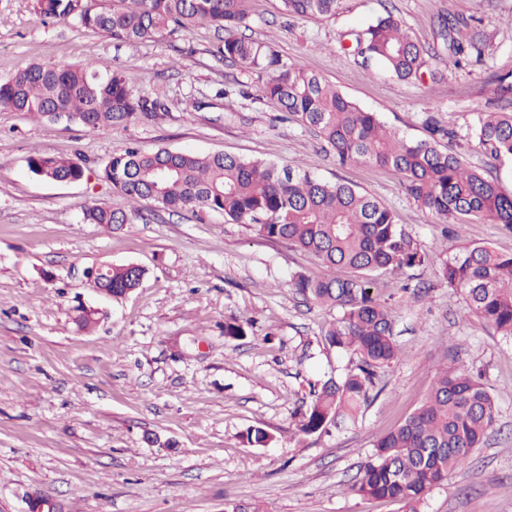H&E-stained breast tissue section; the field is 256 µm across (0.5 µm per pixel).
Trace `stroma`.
Instances as JSON below:
<instances>
[{
  "mask_svg": "<svg viewBox=\"0 0 512 512\" xmlns=\"http://www.w3.org/2000/svg\"><path fill=\"white\" fill-rule=\"evenodd\" d=\"M36 0H0V77L33 63L94 64L159 99V116L95 131L0 109V512H401L353 491L374 441L431 390L439 369L486 375L497 413L467 466L432 489L420 512H512V340L440 278L444 260L490 244L512 253V233L481 220L445 230L411 199L401 175L364 161L337 164L314 132L283 120L260 88L266 77L215 55L210 29L127 43L71 20L44 21ZM393 15L426 51L419 78L362 67L340 40ZM454 16L465 52L449 56L438 19ZM246 37L273 43L388 127L421 139L425 117L442 145L489 169L512 193V159L493 160L474 135L512 76V0H343L333 17L295 18L279 0H250ZM230 154L354 184L392 210L429 254L413 276L386 275L401 360L357 422L304 435L297 424L314 388L357 364L325 333L341 315L296 294L295 274L323 276L318 259L216 213L143 203L112 230L83 220L91 202L116 204L96 172L127 146ZM41 152L81 159L82 180L33 174ZM136 264L146 274L120 299L96 292L89 271ZM99 311L83 329L79 309ZM228 323L243 336H225ZM271 440L253 446L249 430Z\"/></svg>",
  "mask_w": 512,
  "mask_h": 512,
  "instance_id": "obj_1",
  "label": "stroma"
}]
</instances>
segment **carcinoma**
I'll use <instances>...</instances> for the list:
<instances>
[{
  "instance_id": "1",
  "label": "carcinoma",
  "mask_w": 512,
  "mask_h": 512,
  "mask_svg": "<svg viewBox=\"0 0 512 512\" xmlns=\"http://www.w3.org/2000/svg\"><path fill=\"white\" fill-rule=\"evenodd\" d=\"M110 8L89 0H36L42 20H75L85 28L106 31L136 43L177 29H214L218 53L244 72L268 75L262 97L302 125L314 129L341 164L363 159L402 175L408 195L443 222L461 229L475 219L512 230V194L504 193L485 169L468 167L463 158L440 144L449 132L424 121L430 136L413 139L390 132L374 112L355 102L318 75L284 58L275 46L239 34L248 19L249 0H116ZM289 16L330 17L343 0H280ZM448 50L463 46L451 31L450 18L439 22ZM363 62L383 65L401 80L418 76L422 49L392 14L356 34ZM0 108L52 121L64 119L91 131L153 118L164 110L158 100L135 94L122 75L102 76L91 63L32 64L0 78ZM479 142L496 157L512 158V101L488 112L476 128ZM28 167L46 179L84 177L77 160L45 153L29 157ZM100 180L130 204L153 202L168 210L191 207L223 214L260 235L287 243L317 258L329 274L312 280L298 274L292 287L303 297L337 306L342 316L326 333L329 346L355 355L357 371L338 382L326 381L302 415L299 431L327 433L356 420L361 403L376 385L380 370L400 357L393 340L392 312L371 293L381 274L406 275L424 267L428 253L395 221L393 212L356 186L328 182L300 167L228 154H195L160 148L144 153L127 148L101 167ZM122 207L93 202L83 220L117 228L130 219ZM350 271L336 277V269ZM144 270L129 265L107 267L96 287L112 288L121 298L141 282ZM441 279L461 292L470 308L506 339L512 338V253L474 244L455 254L441 269ZM496 408L482 375L445 368L423 402L398 427L376 439L359 468L352 489L359 495L399 502L405 512H419L427 493L467 465L495 421Z\"/></svg>"
}]
</instances>
